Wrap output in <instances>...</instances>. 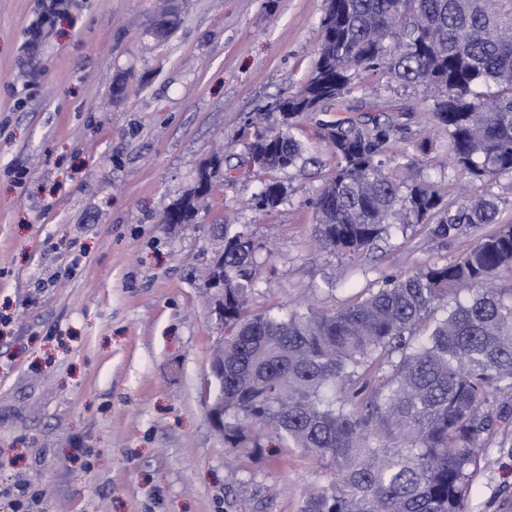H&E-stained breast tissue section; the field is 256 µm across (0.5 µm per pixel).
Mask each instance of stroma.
<instances>
[{
	"instance_id": "35a3bbf8",
	"label": "stroma",
	"mask_w": 512,
	"mask_h": 512,
	"mask_svg": "<svg viewBox=\"0 0 512 512\" xmlns=\"http://www.w3.org/2000/svg\"><path fill=\"white\" fill-rule=\"evenodd\" d=\"M324 5L177 0L180 24L158 40L160 0H66L31 56L40 0H0V512L22 481L42 489L38 512H298L327 485L299 450L254 457L208 420L203 383L224 334L202 273L209 226H246L259 243L256 313L331 309L379 277L452 259L457 243L419 225L353 260L312 237L336 166L322 122L390 120L413 141L429 93L361 73L300 121L310 161L286 174L276 208L254 206V174L221 184L194 223L162 221L216 150L237 163L245 117L300 88ZM506 487L512 457L487 445L467 512H498Z\"/></svg>"
}]
</instances>
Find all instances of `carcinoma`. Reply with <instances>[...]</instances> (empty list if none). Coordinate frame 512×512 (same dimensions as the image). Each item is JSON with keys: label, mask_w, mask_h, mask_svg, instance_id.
Wrapping results in <instances>:
<instances>
[{"label": "carcinoma", "mask_w": 512, "mask_h": 512, "mask_svg": "<svg viewBox=\"0 0 512 512\" xmlns=\"http://www.w3.org/2000/svg\"><path fill=\"white\" fill-rule=\"evenodd\" d=\"M321 18L320 74L280 101L278 117L244 120L238 165L264 175L255 206L277 207L282 175L303 146L298 119L348 94L371 71L433 93L431 116L448 134L452 175L469 187L512 177V7L496 0H335ZM180 18L156 16L153 34ZM336 170L317 200L314 237L326 251L358 256L411 224L455 239L443 264L384 276L336 310L311 305L252 314L258 244L245 227L213 225L224 239L206 278L224 277V338L213 349L206 392L224 403L226 448L262 454L270 440L298 448L329 476L299 512H467L479 453L501 435L512 456V222L492 195L453 203L410 172L431 150L396 148L403 128L342 119L322 125ZM179 223L203 200L182 196ZM489 232H481L486 225Z\"/></svg>", "instance_id": "1"}]
</instances>
